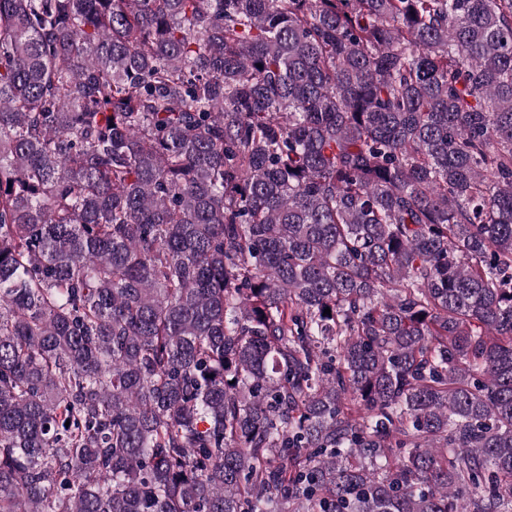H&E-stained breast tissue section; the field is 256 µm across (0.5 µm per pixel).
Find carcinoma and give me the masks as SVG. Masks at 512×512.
Wrapping results in <instances>:
<instances>
[{
  "label": "carcinoma",
  "instance_id": "obj_1",
  "mask_svg": "<svg viewBox=\"0 0 512 512\" xmlns=\"http://www.w3.org/2000/svg\"><path fill=\"white\" fill-rule=\"evenodd\" d=\"M0 512H512V0H0Z\"/></svg>",
  "mask_w": 512,
  "mask_h": 512
}]
</instances>
